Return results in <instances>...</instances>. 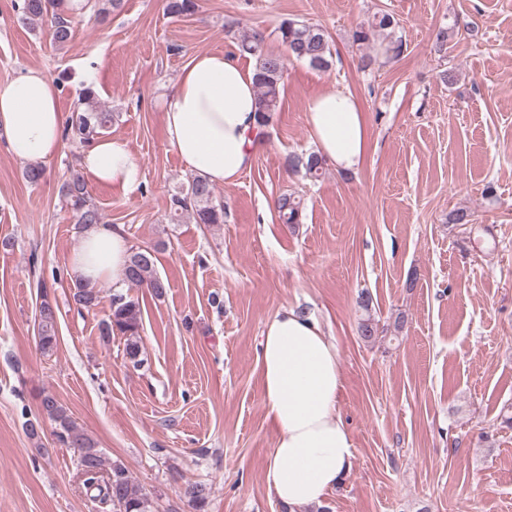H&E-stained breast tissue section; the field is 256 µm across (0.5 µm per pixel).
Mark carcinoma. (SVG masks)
Returning a JSON list of instances; mask_svg holds the SVG:
<instances>
[{
    "mask_svg": "<svg viewBox=\"0 0 512 512\" xmlns=\"http://www.w3.org/2000/svg\"><path fill=\"white\" fill-rule=\"evenodd\" d=\"M68 0H21L15 5L19 19L24 24L50 28L53 43L62 47L72 37L68 20ZM197 0H168L167 11L177 17H188L196 13ZM395 19L386 12H377L372 19L355 28L352 37L359 45L370 41L376 32L386 33L388 39L385 52L400 54L402 42L395 39L391 29ZM278 36L286 46L288 56L269 53L264 49V34L258 29L243 30L236 37L241 52L254 59V75L257 89V112L262 125L271 124L276 112L281 110L284 92V76L287 61L295 59L306 62L318 71L327 70L332 63V45L325 29L319 25L296 19H285L278 27ZM115 115L101 105L93 87H84L80 102L68 117L64 138L82 146H88L112 126ZM325 160L315 153L307 156L303 163L306 174L318 179L323 174ZM59 192L72 212L76 224L86 227L102 223L103 216L95 204L91 189L83 175L71 169L62 182ZM275 208L283 224L301 222V201L284 193L276 200ZM192 215L197 224L224 223V204L215 196L214 188L204 178L195 176L181 187L170 200V219L177 221L183 214ZM126 280L132 286L145 288L156 297H161L168 288L155 269L154 250L150 247L132 251L126 268ZM40 298L36 343L43 352L57 345V307L52 301L46 282H37ZM71 299L78 312L90 311L99 304V289L75 281L71 288ZM364 314L358 322L361 339L370 342L378 333V324L370 314L369 300L363 302ZM142 323L139 299L123 293L112 294L110 313L100 323V337L110 340L116 334L127 337V358L140 362L141 348L137 336ZM43 414L53 424V435L62 445L76 453V464L82 484L94 498L112 505L115 512H155L152 500L132 480L127 469L109 461L96 442L80 430L71 419L67 409L51 394L45 393L40 403ZM191 506L203 512L209 496V488L203 483H194L185 490Z\"/></svg>",
    "mask_w": 512,
    "mask_h": 512,
    "instance_id": "carcinoma-1",
    "label": "carcinoma"
}]
</instances>
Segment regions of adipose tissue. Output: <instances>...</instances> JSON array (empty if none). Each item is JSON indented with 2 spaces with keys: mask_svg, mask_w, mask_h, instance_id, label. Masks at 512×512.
I'll use <instances>...</instances> for the list:
<instances>
[{
  "mask_svg": "<svg viewBox=\"0 0 512 512\" xmlns=\"http://www.w3.org/2000/svg\"><path fill=\"white\" fill-rule=\"evenodd\" d=\"M67 115L58 87L30 69L0 83V136L10 155L42 165L63 150ZM315 151L337 171L364 164L370 139L366 116L354 95L327 86L307 106ZM170 145L187 168L213 185H232L265 145L258 120L254 71L222 52L195 54L163 100ZM89 184L135 189L141 165L127 143L101 137L82 151ZM131 244L121 227L79 229L70 254L73 275L123 287ZM267 415L277 437L266 468L269 491L306 512L320 505L352 468L353 442L338 411L342 377L335 344L317 320L298 308H281L267 324L257 355Z\"/></svg>",
  "mask_w": 512,
  "mask_h": 512,
  "instance_id": "adipose-tissue-1",
  "label": "adipose tissue"
}]
</instances>
